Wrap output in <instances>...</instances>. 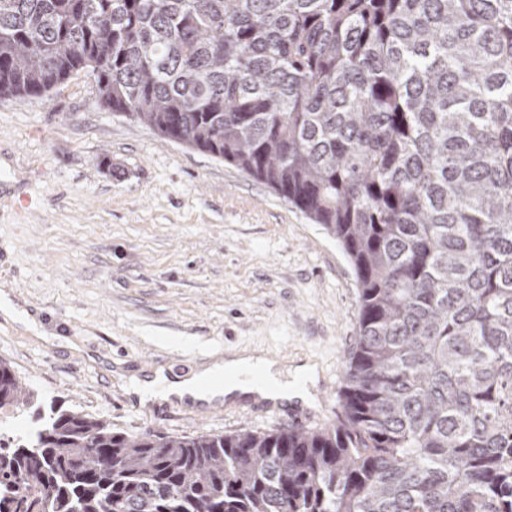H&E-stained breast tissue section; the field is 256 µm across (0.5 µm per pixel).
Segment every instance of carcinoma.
<instances>
[{"label": "carcinoma", "instance_id": "carcinoma-1", "mask_svg": "<svg viewBox=\"0 0 512 512\" xmlns=\"http://www.w3.org/2000/svg\"><path fill=\"white\" fill-rule=\"evenodd\" d=\"M107 110L320 224L359 313L336 422L0 434V512H512V0H0V96ZM34 393L0 361V408Z\"/></svg>", "mask_w": 512, "mask_h": 512}]
</instances>
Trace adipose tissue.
Listing matches in <instances>:
<instances>
[{
    "instance_id": "1",
    "label": "adipose tissue",
    "mask_w": 512,
    "mask_h": 512,
    "mask_svg": "<svg viewBox=\"0 0 512 512\" xmlns=\"http://www.w3.org/2000/svg\"><path fill=\"white\" fill-rule=\"evenodd\" d=\"M258 368L264 370L267 377L260 388L249 378L250 372ZM317 383L316 365L301 363L294 367L291 375L286 376L261 352L251 350L228 353L226 357L215 359L176 379L168 378L160 371L147 380L131 379L130 391L143 403L173 399L198 403L223 397L230 403L248 398L281 403L297 399L312 406L316 403L314 390Z\"/></svg>"
}]
</instances>
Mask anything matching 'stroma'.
<instances>
[{
    "label": "stroma",
    "instance_id": "35a3bbf8",
    "mask_svg": "<svg viewBox=\"0 0 512 512\" xmlns=\"http://www.w3.org/2000/svg\"><path fill=\"white\" fill-rule=\"evenodd\" d=\"M0 288L42 330L0 316V360L37 402L129 434L270 431L283 420L241 404L145 409L123 386L260 348L317 364L316 424L336 419L358 321L341 246L233 165L101 107L88 73L0 98Z\"/></svg>",
    "mask_w": 512,
    "mask_h": 512
}]
</instances>
